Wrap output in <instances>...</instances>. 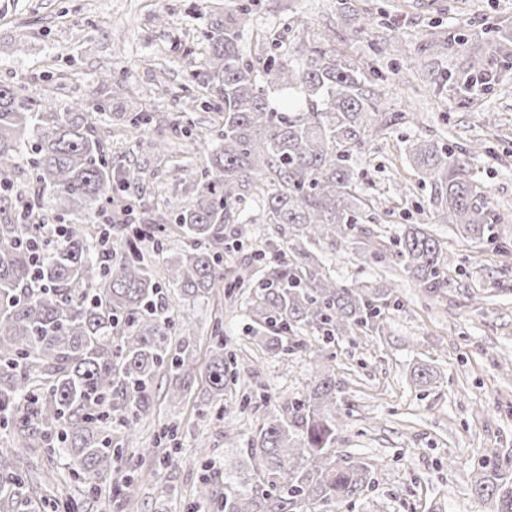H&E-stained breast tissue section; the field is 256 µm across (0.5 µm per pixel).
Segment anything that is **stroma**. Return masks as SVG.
I'll return each instance as SVG.
<instances>
[{"label": "stroma", "mask_w": 512, "mask_h": 512, "mask_svg": "<svg viewBox=\"0 0 512 512\" xmlns=\"http://www.w3.org/2000/svg\"><path fill=\"white\" fill-rule=\"evenodd\" d=\"M244 0H0V84L45 86L60 101L83 98L91 106L90 123L108 139L116 166L133 165L145 173L142 199L169 208L185 205L194 193L175 181L184 164L180 147L162 159L145 156L123 135V121L112 112L111 91L94 84L104 69L127 72L132 92L123 112L149 109L175 116V95L190 68L186 51L216 13ZM340 12L337 0H253L251 25L242 31L248 61L263 68L271 57L299 58L304 40L335 28L338 48L374 70L387 129L372 132L354 156L355 194L368 199L360 222L381 240L410 224L429 225L446 242L451 256L448 293L428 299L401 270L384 276L383 263L360 257L353 243L322 239L313 251L338 284L354 282L395 289L400 306L390 308L381 334L356 332L337 338L327 361L336 372L339 428L335 453L363 458L373 483L365 493L341 505L339 512H485L473 491V474L485 461L512 456V56L494 46L498 32L512 31V0H351ZM379 12L371 37H357L366 11ZM20 51H13L14 42ZM487 61L490 84L464 87L471 56ZM426 138L468 155L487 193L496 236L478 243L465 240L455 225L434 221V189L420 181L406 148ZM410 190L398 196L396 186ZM239 219L251 227L244 243L224 251L225 270L252 265L267 240L284 241L287 226L270 224L262 207L246 202ZM175 311L195 325L198 382L179 403L157 387L129 452L142 474L131 487V502L119 506L108 483L86 498L63 463L47 449L31 457L38 470H51L52 483L37 487L34 498L54 495L85 498L84 512H212L209 502L224 496V478L238 470L239 450L270 412L297 397L309 385L317 360L295 350L273 355L250 336L251 320L243 300L216 304L183 302L169 293ZM224 319V349L250 348L256 380L267 405L242 407L238 386L224 391V419L199 414L211 358V328ZM431 368L430 384L412 379L419 365ZM179 427L177 466L156 463V434L167 424ZM211 448L208 465L197 457ZM210 479V500L197 498L202 477Z\"/></svg>", "instance_id": "obj_1"}]
</instances>
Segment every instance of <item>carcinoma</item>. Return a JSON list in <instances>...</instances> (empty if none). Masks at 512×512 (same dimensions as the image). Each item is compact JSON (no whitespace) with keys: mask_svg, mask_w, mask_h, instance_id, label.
<instances>
[{"mask_svg":"<svg viewBox=\"0 0 512 512\" xmlns=\"http://www.w3.org/2000/svg\"><path fill=\"white\" fill-rule=\"evenodd\" d=\"M251 7L238 6L202 33L200 61L187 72L182 114L170 131L193 136L188 113L201 105L219 115L221 144L194 172L198 189L174 212L136 203L143 172L116 168L96 136L86 102L66 104L46 90L0 85V202L16 201L14 216L0 222V431L13 448L0 451V512H24L39 473L28 452L35 435L52 443L69 475L82 484L112 476L117 462L137 467L126 441L151 407L158 380L166 397L180 402L196 378L194 333L174 315L165 290L199 302L228 288H248L251 337L271 353L296 349L326 359L339 336L380 334L391 288L339 286L300 244H265L253 268L224 273V225L234 209L265 193L267 220L295 227L309 240L351 239L370 232L358 223L352 193L353 156L382 119V93L361 61L336 47L328 30L309 41L302 68L268 66L264 75L243 59L238 38ZM100 85L128 93L127 76H97ZM278 91L284 107L271 106ZM127 126L143 134L154 122L148 110L125 112ZM408 155L422 181L435 187L439 224H453L467 239L490 236L486 194L469 159L425 139ZM33 171L37 196L23 199L11 178L20 162ZM63 226L57 236L42 227L45 208ZM175 224L180 250L168 256L164 279L150 252L166 253ZM42 246L39 265L17 247ZM364 243V242H362ZM364 243L361 256L389 253L423 295L448 292L451 260L427 229L415 224L390 240ZM301 327L312 339L285 345ZM214 352L207 368V401L201 414L224 419V326L216 319ZM336 377L318 368L304 396L284 402L263 423L242 455L252 471L224 489L214 512H313L361 496L371 483L367 462L336 457ZM474 492L512 512V462L480 466Z\"/></svg>","mask_w":512,"mask_h":512,"instance_id":"obj_1","label":"carcinoma"}]
</instances>
